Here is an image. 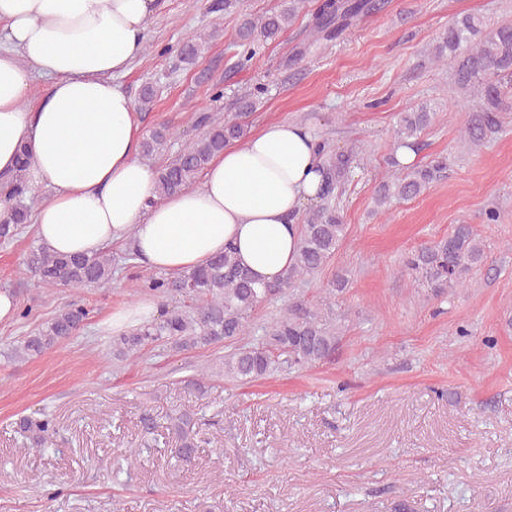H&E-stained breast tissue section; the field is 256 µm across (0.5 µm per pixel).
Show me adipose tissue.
<instances>
[{"mask_svg": "<svg viewBox=\"0 0 512 512\" xmlns=\"http://www.w3.org/2000/svg\"><path fill=\"white\" fill-rule=\"evenodd\" d=\"M163 0H0V174L18 149L33 163L34 234L63 254L130 245L139 264L182 273L235 249L256 279L291 267L298 217L321 198L327 162L312 128L265 125L225 148L200 184L156 202L158 170L141 155L122 78ZM45 87L36 105L35 79Z\"/></svg>", "mask_w": 512, "mask_h": 512, "instance_id": "1", "label": "adipose tissue"}]
</instances>
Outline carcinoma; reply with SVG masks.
I'll use <instances>...</instances> for the list:
<instances>
[{"instance_id": "cac0c4a2", "label": "carcinoma", "mask_w": 512, "mask_h": 512, "mask_svg": "<svg viewBox=\"0 0 512 512\" xmlns=\"http://www.w3.org/2000/svg\"><path fill=\"white\" fill-rule=\"evenodd\" d=\"M307 0H289L279 12L246 19L236 42L237 64L246 65L265 45L288 27ZM379 9L375 0H321L313 13L311 40L297 46L289 62L294 63L322 41L337 39L359 16ZM209 35L203 33L185 42L180 50L181 63H195L207 49ZM434 58L450 61L458 88L473 96V117L463 131V139L477 145L502 127V112L512 98V22L497 26L489 34L482 32L480 21L472 16L450 24L434 48ZM255 102H242L241 113L221 119L212 113L196 118L204 133L189 141L159 167L158 204L183 187L194 184L210 161L224 151L227 143L243 138L248 129L242 116L254 111ZM433 113L426 107L405 112L396 126V137L403 144L417 139L430 126ZM169 131L160 127L142 142V156L148 160L169 150ZM32 163L27 147L19 148L17 168L0 177V243L8 244L23 233L30 219L33 201L27 186L26 172ZM352 159L348 155L328 156L326 190L322 206L310 213L301 225L295 264L273 282L258 284L235 257L234 248L209 263L191 269L174 280L152 277L142 288L157 296L173 292L189 304L166 309L159 317L127 334L112 338V355L123 360L162 343L175 350L210 349L224 346V377L251 382L282 368L302 369L323 361L335 353L342 340V326L333 317L330 303L320 305L293 296L296 280L321 272L334 258L347 235L336 204L335 192L348 180ZM395 168L377 191L375 203L387 208L397 200L418 196L448 168L447 159L436 157L409 171ZM486 259L483 240L468 224H458L448 236L408 255L405 266L416 285L438 296L460 287L469 272ZM23 273L30 274L42 288L59 286H100L112 281V255L105 251L93 255L55 253L41 244L30 247L23 262ZM288 295L283 307L263 329L255 343L244 342L251 335L253 314L257 308L278 295ZM91 319V310L70 305L49 321L32 330L20 341L15 355L34 357L71 338ZM20 428L36 447L45 448L56 433L54 418L41 414L26 417ZM176 436L171 453L188 463L195 458L198 433L186 414L173 418Z\"/></svg>"}]
</instances>
